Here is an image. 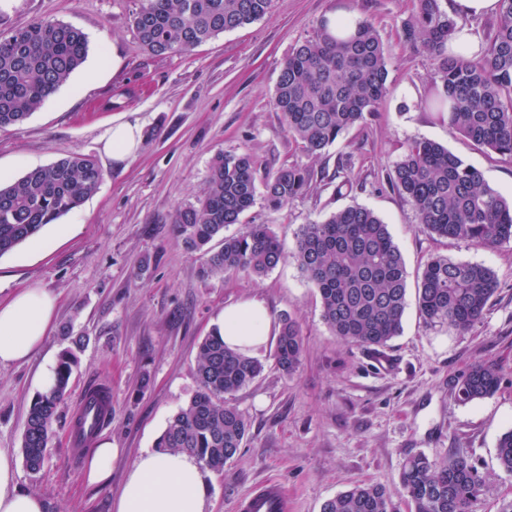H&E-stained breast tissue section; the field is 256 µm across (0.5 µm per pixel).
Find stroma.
I'll return each instance as SVG.
<instances>
[{
    "mask_svg": "<svg viewBox=\"0 0 512 512\" xmlns=\"http://www.w3.org/2000/svg\"><path fill=\"white\" fill-rule=\"evenodd\" d=\"M138 0H0V37L40 20L63 22L89 42L83 65L22 124L0 129V173L15 180L73 153L103 171L97 192L57 224L46 243L27 241L0 256V298L42 288L56 298L42 349L0 365V448L20 452L27 411L39 392L37 373L70 338L83 348L54 437L38 474L21 471V487L41 495L49 512H113L127 462L153 447L170 417L196 393V356L224 306L264 299L273 321L293 318L304 355L294 374L275 364L274 347L259 359L264 372L229 401L249 433L224 467L209 473L211 512H234L239 495L269 478L281 481L291 512H321L329 498L358 484L386 488L397 512H410L399 485L406 461L456 450L471 457L491 485L477 512H496L512 497V475L496 460L499 436L512 428V241L485 249L424 233L411 204L386 175L404 146L431 139L478 168L487 183L512 194V161L489 155L437 120L423 100L434 66L401 39L411 0H275L271 14L219 35L188 54L156 57L129 25ZM371 18L383 41L390 92L377 117L311 157L288 140L273 99L280 65L331 10ZM139 120L153 138L114 164L101 138L112 125ZM250 153L276 168L315 170L309 192L273 211L256 201L247 224H265L284 250L302 225L352 204L387 224L407 270L402 330L381 354L348 345L324 323L321 300L293 258L260 279L246 274L202 279L200 254L174 236L177 207L194 203L219 152ZM442 255L492 269L498 290L484 317L463 332L425 326L417 301L424 263ZM146 273L137 274L141 259ZM71 336H63V328ZM477 361L499 365L489 398L458 403L452 381ZM105 382L112 421L102 430L125 451L109 485L84 480L68 427L85 388Z\"/></svg>",
    "mask_w": 512,
    "mask_h": 512,
    "instance_id": "35a3bbf8",
    "label": "stroma"
}]
</instances>
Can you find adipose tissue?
<instances>
[{
  "label": "adipose tissue",
  "mask_w": 512,
  "mask_h": 512,
  "mask_svg": "<svg viewBox=\"0 0 512 512\" xmlns=\"http://www.w3.org/2000/svg\"><path fill=\"white\" fill-rule=\"evenodd\" d=\"M104 149L116 164L137 154L144 135L138 123L112 126ZM56 300L39 288H27L0 302V365L30 359L42 347L54 319ZM271 315L252 297L225 306L216 325L227 346L247 356L260 353L269 340ZM16 456L0 448V512H47L45 500L17 481ZM114 512H209L206 474L200 462L183 452L147 449L129 465Z\"/></svg>",
  "instance_id": "adipose-tissue-1"
}]
</instances>
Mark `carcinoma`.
<instances>
[{
    "instance_id": "obj_1",
    "label": "carcinoma",
    "mask_w": 512,
    "mask_h": 512,
    "mask_svg": "<svg viewBox=\"0 0 512 512\" xmlns=\"http://www.w3.org/2000/svg\"><path fill=\"white\" fill-rule=\"evenodd\" d=\"M274 0H140L130 22L142 48L154 56L186 54L211 39L268 15ZM457 22L441 0H414L402 28L433 62L435 80L424 104L474 145L512 159V0H500L478 49L451 53ZM86 35L69 25L39 20L0 38V128L23 123L85 61ZM387 57L374 23L355 20L354 31L338 25L296 44L281 64L274 105L288 138L317 156L344 132L368 123L388 94ZM258 163L247 153L220 152L212 160L206 187L195 203L176 211V237L185 249L204 255V278L245 272L262 277L284 259L282 244L265 224H238L255 204L258 186L271 210L308 193L313 172L297 164L267 171L257 181ZM103 178L89 155L73 154L28 171L0 186V256L36 235L93 195ZM389 186L413 207L424 232L480 248L512 241V199L490 187L482 173L442 144L408 143L387 176ZM293 257L319 291L322 318L333 334L365 350H380L401 332L407 272L388 226L359 204L304 224ZM497 289L495 273L471 262L432 256L418 285V306L426 325L465 331L479 322ZM304 351L299 325L280 319L275 357L280 369L295 372ZM73 350L61 354L55 384L31 403L22 441L26 468L37 473L53 435L57 409L68 387ZM263 364L224 344L211 332L199 346L198 390L168 421L155 447L195 456L204 468L224 471L240 449L248 424L224 402L249 385ZM499 368L469 366L453 381L456 398L467 404L492 396ZM499 467L512 474V429L497 440ZM412 512H475L489 492L472 459L450 452L441 459L424 454L407 460L400 473ZM322 512H395L387 490L363 484L322 505Z\"/></svg>"
}]
</instances>
